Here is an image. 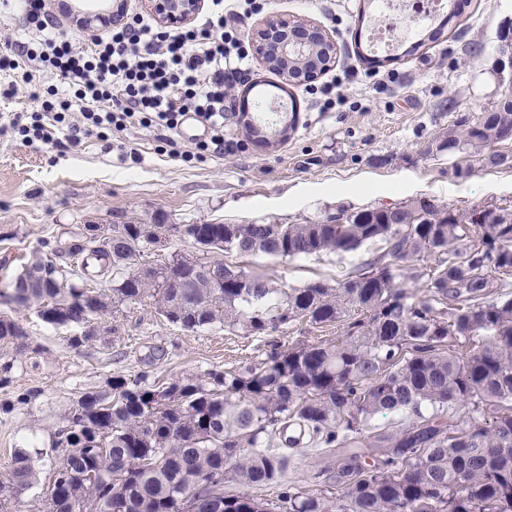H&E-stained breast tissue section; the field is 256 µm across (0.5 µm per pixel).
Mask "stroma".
<instances>
[{"label":"stroma","instance_id":"stroma-1","mask_svg":"<svg viewBox=\"0 0 512 512\" xmlns=\"http://www.w3.org/2000/svg\"><path fill=\"white\" fill-rule=\"evenodd\" d=\"M140 12L142 0H52L62 29L82 45L87 28L80 17L114 9ZM271 16L309 20L335 38L338 54L327 77L337 83L335 109L252 62L258 84L282 87L295 101L297 122L288 139L265 150L244 139L234 154L184 162L159 153L151 130L124 132L135 157L121 155L90 137L68 150L45 152L0 134V289L6 288L41 239L77 224H314L339 208L362 209L432 196L465 209L489 199L512 201L511 169H476L452 178V157L422 158L420 150L457 115H479L500 99L493 80L498 67L497 33L512 22V0H468L463 12L441 28L434 42H421L417 23L397 15L390 37L402 49L393 60H374L356 44L358 33L376 32L380 10L374 0H267L261 13L245 18L243 33ZM389 79L375 92L368 74ZM379 244L347 254L323 253L288 260L263 253L239 257L249 270L298 287L333 281L378 253ZM42 353L27 354L0 399L37 391L30 404L0 414V467L15 449L35 438L43 461H51L50 433L61 412L82 392L104 386L109 376L137 377L151 370L168 379L184 372L230 370L257 357L263 339L224 326L190 332L169 324L151 305L117 318L119 337L111 349L91 354L68 348L66 329L21 312ZM165 357L153 366L154 348Z\"/></svg>","mask_w":512,"mask_h":512}]
</instances>
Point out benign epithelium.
<instances>
[{
  "label": "benign epithelium",
  "instance_id": "1",
  "mask_svg": "<svg viewBox=\"0 0 512 512\" xmlns=\"http://www.w3.org/2000/svg\"><path fill=\"white\" fill-rule=\"evenodd\" d=\"M159 22L173 29L189 24L202 10L204 0H145ZM252 47L261 63L293 81L311 80L324 72L336 59V41L320 25L269 17L253 33ZM498 84L512 81V38L498 36ZM244 129L263 147H272L291 132L294 119L281 114L275 119L273 132L267 133L246 113L238 116ZM512 207L485 201L472 210L473 220L489 223L492 217L506 216Z\"/></svg>",
  "mask_w": 512,
  "mask_h": 512
}]
</instances>
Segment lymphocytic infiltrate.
<instances>
[{"label":"lymphocytic infiltrate","instance_id":"f902f5d3","mask_svg":"<svg viewBox=\"0 0 512 512\" xmlns=\"http://www.w3.org/2000/svg\"><path fill=\"white\" fill-rule=\"evenodd\" d=\"M22 10L40 40L0 52V71L21 74L0 95L13 97L23 87L41 103L40 111L16 112L9 119L22 143L69 148L139 125L160 130L169 156L187 162L234 151L235 141L224 137V114L233 108V88L248 77L250 46L231 25L237 11L224 0H212L210 13L175 30L123 13L107 34L92 36L81 49L57 32L44 0H23ZM40 67L54 71L66 92L36 84ZM189 119L200 122L204 133L194 151L183 152L181 132Z\"/></svg>","mask_w":512,"mask_h":512}]
</instances>
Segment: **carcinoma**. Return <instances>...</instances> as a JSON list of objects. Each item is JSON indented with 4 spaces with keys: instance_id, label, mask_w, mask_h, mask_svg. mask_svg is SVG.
I'll list each match as a JSON object with an SVG mask.
<instances>
[{
    "instance_id": "cac0c4a2",
    "label": "carcinoma",
    "mask_w": 512,
    "mask_h": 512,
    "mask_svg": "<svg viewBox=\"0 0 512 512\" xmlns=\"http://www.w3.org/2000/svg\"><path fill=\"white\" fill-rule=\"evenodd\" d=\"M512 118V91L496 112L458 116L453 137L420 155L469 145L479 128ZM419 224L404 203L340 209L326 224H83L44 238L38 256L0 290L71 330L75 351L107 348L116 315L146 302L185 331L215 325L270 336L295 323L339 325L343 339L267 345L234 369L166 381L148 371L107 379L60 414L49 484L35 502L41 452L15 451L0 470V512H512V219L471 223V211L432 197ZM190 253L146 260L171 234ZM384 250L332 285L277 287L268 275L224 260L282 259ZM405 277L419 287L397 282ZM20 321L0 312V389L18 359L41 353ZM38 397L0 402L9 414ZM458 406L465 417L448 415ZM406 412L375 433L379 414ZM337 454L336 482L285 479L302 443ZM381 448L372 466L360 450Z\"/></svg>"
}]
</instances>
